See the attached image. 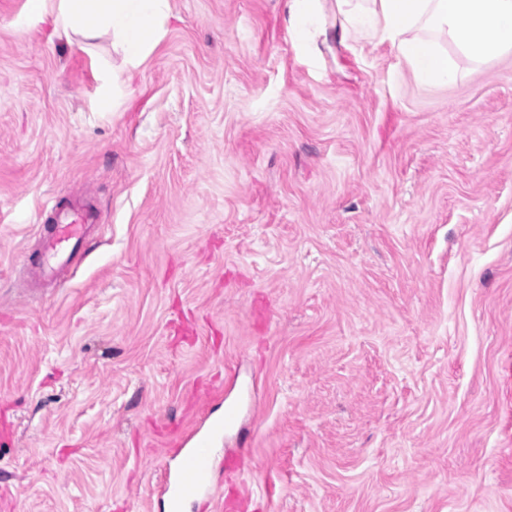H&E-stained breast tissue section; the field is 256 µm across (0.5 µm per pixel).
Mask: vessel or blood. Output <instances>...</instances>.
Masks as SVG:
<instances>
[{
	"instance_id": "1",
	"label": "vessel or blood",
	"mask_w": 512,
	"mask_h": 512,
	"mask_svg": "<svg viewBox=\"0 0 512 512\" xmlns=\"http://www.w3.org/2000/svg\"><path fill=\"white\" fill-rule=\"evenodd\" d=\"M52 222V230L44 243L47 269L60 272L73 262L85 241L86 226L93 218L91 209H72L51 200L45 206ZM212 437H185L182 446L176 448V469L165 474L161 491L167 497L169 512H180L183 503L205 498L211 512H224L223 500L214 492L215 466L212 456Z\"/></svg>"
}]
</instances>
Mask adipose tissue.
<instances>
[{
  "label": "adipose tissue",
  "instance_id": "ef3b65f1",
  "mask_svg": "<svg viewBox=\"0 0 512 512\" xmlns=\"http://www.w3.org/2000/svg\"><path fill=\"white\" fill-rule=\"evenodd\" d=\"M343 37L390 42L419 81L455 83L457 58L481 65L512 51V0H336ZM30 12L52 15L57 30L84 40L111 35L124 71L158 43L170 0H30Z\"/></svg>",
  "mask_w": 512,
  "mask_h": 512
}]
</instances>
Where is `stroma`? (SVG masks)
<instances>
[{
    "label": "stroma",
    "instance_id": "35a3bbf8",
    "mask_svg": "<svg viewBox=\"0 0 512 512\" xmlns=\"http://www.w3.org/2000/svg\"><path fill=\"white\" fill-rule=\"evenodd\" d=\"M287 2L171 0L112 106L109 36L0 0L7 512H163L230 404L247 512H512V55L427 87ZM53 194L100 221L24 291ZM312 0H290L288 5L292 20L296 26L304 33L315 28L319 23Z\"/></svg>",
    "mask_w": 512,
    "mask_h": 512
}]
</instances>
